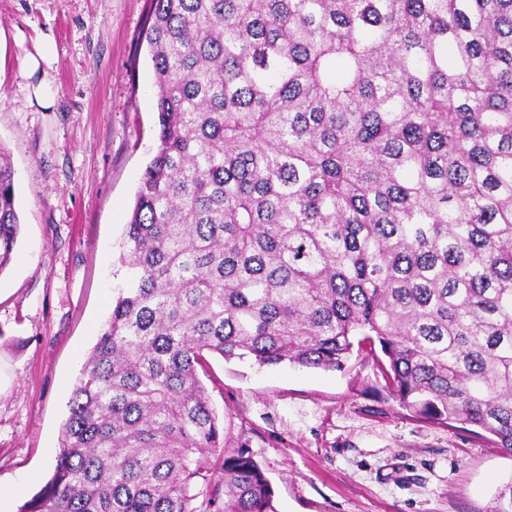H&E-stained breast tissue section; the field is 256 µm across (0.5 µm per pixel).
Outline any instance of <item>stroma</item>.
Instances as JSON below:
<instances>
[{
  "instance_id": "35a3bbf8",
  "label": "stroma",
  "mask_w": 512,
  "mask_h": 512,
  "mask_svg": "<svg viewBox=\"0 0 512 512\" xmlns=\"http://www.w3.org/2000/svg\"><path fill=\"white\" fill-rule=\"evenodd\" d=\"M148 11L149 0H0V147L21 223L0 273V485L17 488L7 512L52 474L72 388L125 276L118 242L158 136ZM47 37L51 109L25 76ZM201 379L277 512H492L512 480L494 436L411 417L364 351L340 371L212 355Z\"/></svg>"
}]
</instances>
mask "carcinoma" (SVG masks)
I'll list each match as a JSON object with an SVG mask.
<instances>
[{"label": "carcinoma", "instance_id": "carcinoma-1", "mask_svg": "<svg viewBox=\"0 0 512 512\" xmlns=\"http://www.w3.org/2000/svg\"><path fill=\"white\" fill-rule=\"evenodd\" d=\"M150 10L158 145L126 279L19 512H275L224 447L208 354L341 370L379 350L405 409L512 454V0ZM19 235L0 148V273Z\"/></svg>", "mask_w": 512, "mask_h": 512}]
</instances>
